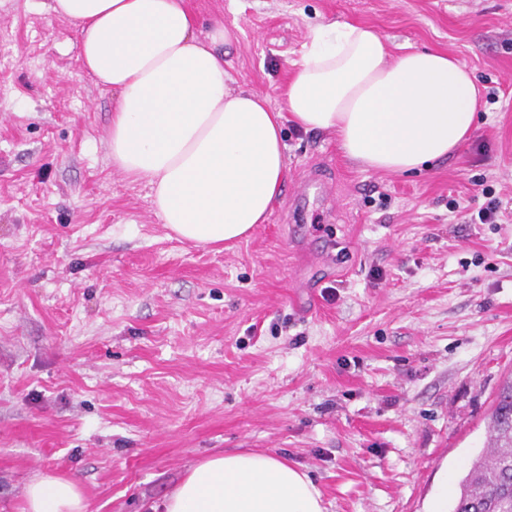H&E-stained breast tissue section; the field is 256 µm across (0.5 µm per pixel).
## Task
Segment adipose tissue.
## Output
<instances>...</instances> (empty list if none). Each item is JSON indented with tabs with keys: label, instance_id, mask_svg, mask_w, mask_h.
<instances>
[{
	"label": "adipose tissue",
	"instance_id": "ef3b65f1",
	"mask_svg": "<svg viewBox=\"0 0 512 512\" xmlns=\"http://www.w3.org/2000/svg\"><path fill=\"white\" fill-rule=\"evenodd\" d=\"M79 41V58L112 91V165L152 190L176 238L217 246L266 223L283 188L284 118L329 131L346 158L413 174L451 155L472 130L481 90L443 53L389 57L373 28L333 21L312 28L286 93V112L226 84L223 23L199 36L185 0H51ZM25 512H85L71 479L42 475ZM162 512H324L307 473L260 453H227L192 466Z\"/></svg>",
	"mask_w": 512,
	"mask_h": 512
}]
</instances>
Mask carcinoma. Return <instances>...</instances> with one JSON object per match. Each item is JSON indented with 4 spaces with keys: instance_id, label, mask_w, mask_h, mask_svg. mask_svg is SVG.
<instances>
[{
    "instance_id": "cac0c4a2",
    "label": "carcinoma",
    "mask_w": 512,
    "mask_h": 512,
    "mask_svg": "<svg viewBox=\"0 0 512 512\" xmlns=\"http://www.w3.org/2000/svg\"><path fill=\"white\" fill-rule=\"evenodd\" d=\"M489 422V457L472 462L460 480L453 512H512V379L498 391Z\"/></svg>"
}]
</instances>
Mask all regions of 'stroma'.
Returning <instances> with one entry per match:
<instances>
[{
	"instance_id": "35a3bbf8",
	"label": "stroma",
	"mask_w": 512,
	"mask_h": 512,
	"mask_svg": "<svg viewBox=\"0 0 512 512\" xmlns=\"http://www.w3.org/2000/svg\"><path fill=\"white\" fill-rule=\"evenodd\" d=\"M46 3L0 0V512L47 473L85 512H146L228 452L287 460L326 512H427L512 376V0H188L199 33L230 31L231 86L278 110L332 21L448 53L494 95L411 175L285 124L280 199L219 251L170 237L113 168L112 94Z\"/></svg>"
}]
</instances>
